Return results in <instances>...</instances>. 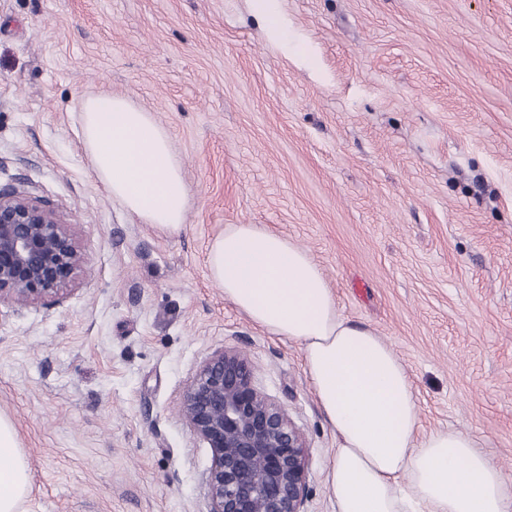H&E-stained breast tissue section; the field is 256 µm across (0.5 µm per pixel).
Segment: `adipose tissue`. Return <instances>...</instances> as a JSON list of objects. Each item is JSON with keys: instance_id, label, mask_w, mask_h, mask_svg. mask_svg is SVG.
<instances>
[{"instance_id": "adipose-tissue-1", "label": "adipose tissue", "mask_w": 512, "mask_h": 512, "mask_svg": "<svg viewBox=\"0 0 512 512\" xmlns=\"http://www.w3.org/2000/svg\"><path fill=\"white\" fill-rule=\"evenodd\" d=\"M79 130L106 194L153 229L183 231L189 187L168 129L119 95L86 98ZM208 276L265 332L297 342L336 437L327 488L336 512H512L501 468L463 430L419 432L410 375L374 330L338 313L307 250L254 224L213 239ZM32 487L15 428L0 416V512H20Z\"/></svg>"}]
</instances>
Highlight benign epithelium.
Wrapping results in <instances>:
<instances>
[{
    "label": "benign epithelium",
    "instance_id": "benign-epithelium-1",
    "mask_svg": "<svg viewBox=\"0 0 512 512\" xmlns=\"http://www.w3.org/2000/svg\"><path fill=\"white\" fill-rule=\"evenodd\" d=\"M81 263L75 230L55 209L0 190V304L60 300ZM182 416L211 450L209 512H305L306 440L239 351L224 348L202 363Z\"/></svg>",
    "mask_w": 512,
    "mask_h": 512
}]
</instances>
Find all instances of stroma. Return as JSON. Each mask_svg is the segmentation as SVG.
Instances as JSON below:
<instances>
[{
  "instance_id": "1",
  "label": "stroma",
  "mask_w": 512,
  "mask_h": 512,
  "mask_svg": "<svg viewBox=\"0 0 512 512\" xmlns=\"http://www.w3.org/2000/svg\"><path fill=\"white\" fill-rule=\"evenodd\" d=\"M0 0V188L55 207L84 256L60 301L0 305V414L23 512H208L181 415L234 348L309 446L305 512L336 454L298 345L225 301L211 241L254 224L306 249L347 321L406 366L427 434L461 429L512 483V0ZM171 136L184 230L96 182L81 100Z\"/></svg>"
}]
</instances>
